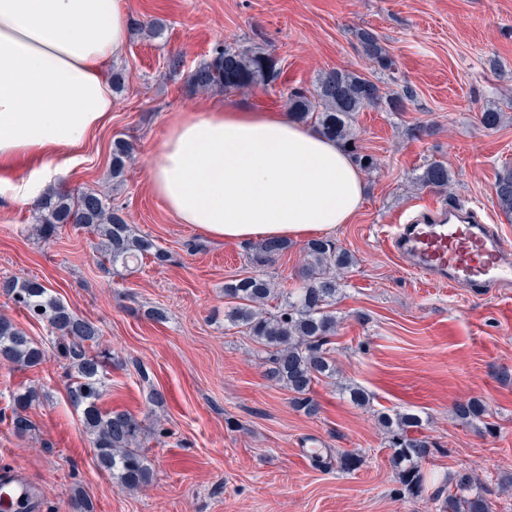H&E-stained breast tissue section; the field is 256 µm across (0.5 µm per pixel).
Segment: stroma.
I'll list each match as a JSON object with an SVG mask.
<instances>
[{"mask_svg": "<svg viewBox=\"0 0 512 512\" xmlns=\"http://www.w3.org/2000/svg\"><path fill=\"white\" fill-rule=\"evenodd\" d=\"M128 18L160 22L161 36L129 31L108 73L121 87L106 124L60 156L65 173L51 187L97 190L121 207L133 235L163 247L164 263L145 258L126 270L102 263L96 236L65 226L52 241L38 232L33 205L0 196V281L37 278L77 314L95 322L112 352L100 406L131 413L153 479L119 488L99 468L57 338L0 294V316L43 344L34 368L0 364V476L22 470L40 491V512H74L76 494L96 512H442L433 501L460 471L474 479L493 512H512V291L472 295L404 268L386 236L410 207L457 201L498 225L512 247V219L496 207V177L512 167V0H128ZM373 29L395 62L381 69L356 38ZM266 47L280 76L269 86L192 92L185 76L217 44ZM179 74H171L173 62ZM362 73L407 109L368 107L354 122L364 198L351 223L330 238L355 265L336 303L341 319L331 347L334 383L315 385L321 405L309 417L283 385L267 379L256 344L224 319V284L252 274L245 243L213 240L178 221L157 198L148 168L184 112L228 104L286 112L287 90H313L325 71ZM501 108L487 130L481 112ZM134 159L121 184L110 173L112 145ZM452 174L446 190L421 186L432 162ZM202 243L191 251L190 243ZM305 239L263 269L278 288L299 283ZM344 385L371 396L358 407ZM33 388V431L11 428L13 396ZM165 396L154 404L152 391ZM481 400L487 414L467 424L456 403ZM414 410L433 443L421 497L399 495L392 450L379 413ZM320 449L325 467L310 459ZM362 458L352 472L337 456Z\"/></svg>", "mask_w": 512, "mask_h": 512, "instance_id": "stroma-1", "label": "stroma"}]
</instances>
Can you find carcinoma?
I'll use <instances>...</instances> for the list:
<instances>
[{"instance_id":"carcinoma-1","label":"carcinoma","mask_w":512,"mask_h":512,"mask_svg":"<svg viewBox=\"0 0 512 512\" xmlns=\"http://www.w3.org/2000/svg\"><path fill=\"white\" fill-rule=\"evenodd\" d=\"M358 40L364 54L383 69L394 61L378 36L361 29ZM280 68L271 53L262 47H240L222 43L213 50L210 60L200 64L186 77L194 92L213 89L224 92L277 81ZM288 115L298 122H313L327 138L348 150L365 170L376 168L369 155L351 149L355 144V114L368 106H385L391 112H403L406 98L389 94L374 81L349 70H331L319 76L314 91L294 88L287 93ZM503 112L490 107L481 112L480 123L487 130L500 126ZM132 158V147L124 140L112 146V178L124 176ZM424 186L444 190L452 182L448 166L441 162L428 164L419 176ZM498 209L512 217V168L497 175L494 184ZM40 232L54 238L61 228L73 224L96 235L104 258L112 265L129 264L138 258L151 257L159 263L168 259L166 251L153 239L132 234L119 208L107 202L93 189L76 195L48 191L35 204ZM291 242L267 238L250 248V262L264 267L288 252ZM307 263L301 271L302 283L290 291H279L262 274L231 280L224 284V296L234 304L225 319L251 336L271 364L268 375L286 385L294 394V407L308 416L319 412L311 396L312 384L321 379H334L336 366L330 356L332 337L338 320L333 306L345 274L353 267L352 255L325 238L309 240L304 247ZM0 289L30 318L43 323L61 339L60 352L76 372L68 388L72 405L81 410L83 426L91 436L95 457L102 469L112 474L122 489L139 488L152 481L153 473L138 449L140 424L125 411L104 410L99 406L103 395L102 375L112 353L100 347L99 327L80 316L51 293L35 278L10 279ZM275 301L274 310L269 303ZM46 357L45 350L11 320L0 318V363L37 367ZM38 398L34 390L13 397L11 424L21 436L30 433L33 422L26 410ZM485 412L482 402L470 399L454 407L462 420L479 419ZM386 430L392 462L398 468L402 492L416 497L425 485L423 462L430 456L433 444L415 435L421 418L409 411L378 416ZM456 494H448L444 509L448 512H492L490 501L482 494H468L472 477L457 473Z\"/></svg>"}]
</instances>
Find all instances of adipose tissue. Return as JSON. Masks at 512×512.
Returning <instances> with one entry per match:
<instances>
[{
  "instance_id": "adipose-tissue-1",
  "label": "adipose tissue",
  "mask_w": 512,
  "mask_h": 512,
  "mask_svg": "<svg viewBox=\"0 0 512 512\" xmlns=\"http://www.w3.org/2000/svg\"><path fill=\"white\" fill-rule=\"evenodd\" d=\"M125 0H0V169L27 160L44 180L112 110L106 68L126 48ZM180 223L227 241L299 238L349 223L363 201L354 161L313 126L273 111L180 116L149 169Z\"/></svg>"
}]
</instances>
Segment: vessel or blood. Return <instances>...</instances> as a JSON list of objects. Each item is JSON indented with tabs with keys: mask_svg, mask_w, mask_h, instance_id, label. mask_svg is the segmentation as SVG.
<instances>
[{
	"mask_svg": "<svg viewBox=\"0 0 512 512\" xmlns=\"http://www.w3.org/2000/svg\"><path fill=\"white\" fill-rule=\"evenodd\" d=\"M387 243L406 269L450 287L481 294L512 286V249L493 225L460 203L418 212L397 225ZM0 495L17 508L32 502L36 489L19 471L0 484Z\"/></svg>",
	"mask_w": 512,
	"mask_h": 512,
	"instance_id": "vessel-or-blood-1",
	"label": "vessel or blood"
}]
</instances>
